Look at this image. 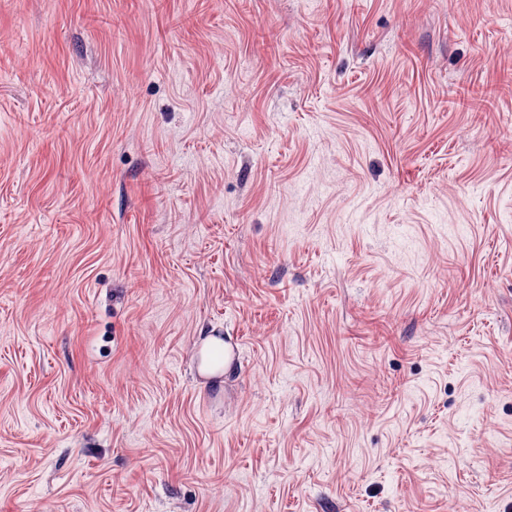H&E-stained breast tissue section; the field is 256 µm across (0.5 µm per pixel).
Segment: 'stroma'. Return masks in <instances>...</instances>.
<instances>
[{
	"label": "stroma",
	"instance_id": "stroma-1",
	"mask_svg": "<svg viewBox=\"0 0 512 512\" xmlns=\"http://www.w3.org/2000/svg\"><path fill=\"white\" fill-rule=\"evenodd\" d=\"M452 497L512 512V0H0V512ZM214 332H205L201 336H197L195 346H199V370L206 376H211L215 386L224 384V342L227 344V356L229 368H234L238 359L237 345L224 341L220 336L212 335Z\"/></svg>",
	"mask_w": 512,
	"mask_h": 512
}]
</instances>
